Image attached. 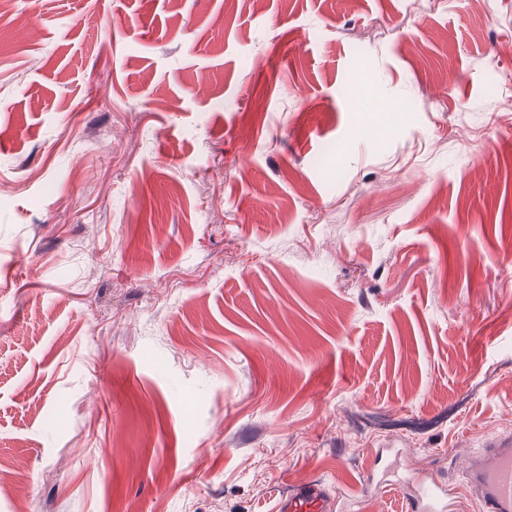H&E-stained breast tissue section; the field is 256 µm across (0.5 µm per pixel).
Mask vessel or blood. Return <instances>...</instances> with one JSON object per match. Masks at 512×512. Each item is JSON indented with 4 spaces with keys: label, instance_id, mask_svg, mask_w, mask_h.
<instances>
[{
    "label": "vessel or blood",
    "instance_id": "b4317fda",
    "mask_svg": "<svg viewBox=\"0 0 512 512\" xmlns=\"http://www.w3.org/2000/svg\"><path fill=\"white\" fill-rule=\"evenodd\" d=\"M468 479L477 490L483 512H512V437L495 439L475 452L467 465ZM408 512H446L449 494L439 481L408 475ZM336 504L318 481L290 486L277 512H335Z\"/></svg>",
    "mask_w": 512,
    "mask_h": 512
}]
</instances>
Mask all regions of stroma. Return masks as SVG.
<instances>
[{
    "mask_svg": "<svg viewBox=\"0 0 512 512\" xmlns=\"http://www.w3.org/2000/svg\"><path fill=\"white\" fill-rule=\"evenodd\" d=\"M510 94L512 0H0V512H480ZM408 491L406 502L409 512H444L447 511L445 498L450 496L449 489L439 481H428L410 473L404 480ZM336 504L317 480L292 485L278 503L277 512H334Z\"/></svg>",
    "mask_w": 512,
    "mask_h": 512,
    "instance_id": "1",
    "label": "stroma"
}]
</instances>
